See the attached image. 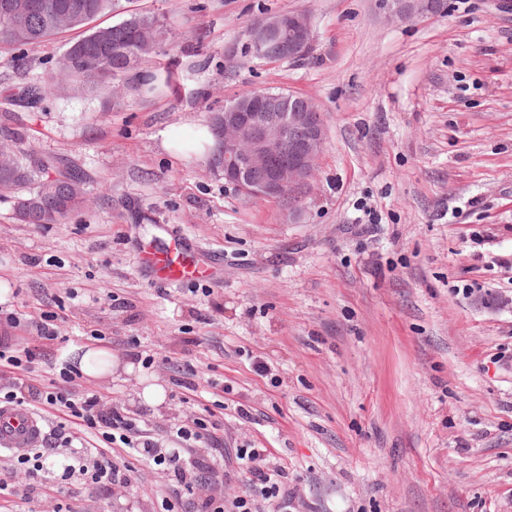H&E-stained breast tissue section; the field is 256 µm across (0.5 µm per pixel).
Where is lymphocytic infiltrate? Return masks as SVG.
Returning a JSON list of instances; mask_svg holds the SVG:
<instances>
[{
    "instance_id": "obj_1",
    "label": "lymphocytic infiltrate",
    "mask_w": 512,
    "mask_h": 512,
    "mask_svg": "<svg viewBox=\"0 0 512 512\" xmlns=\"http://www.w3.org/2000/svg\"><path fill=\"white\" fill-rule=\"evenodd\" d=\"M33 354L18 344L0 340V405L26 408L53 417L55 424L45 433L37 447L20 454L16 468L38 479L41 491L58 490L72 478L103 490L130 481L131 457H145L154 469L174 476L178 490L193 496L195 512H253L255 496L273 501L277 512H288V496L282 492L274 474L256 467L254 449L241 448L237 458L249 465L253 476L251 491L231 502H224L207 492L204 476L211 465L165 452L144 439L137 418L130 412L112 407L99 392L83 389L81 375L65 366L58 377L33 384ZM78 444L80 462L63 464L53 459L52 449Z\"/></svg>"
}]
</instances>
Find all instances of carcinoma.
Wrapping results in <instances>:
<instances>
[{"label": "carcinoma", "instance_id": "obj_1", "mask_svg": "<svg viewBox=\"0 0 512 512\" xmlns=\"http://www.w3.org/2000/svg\"><path fill=\"white\" fill-rule=\"evenodd\" d=\"M12 10H0V43L36 45L63 29H83L58 61L57 71L43 83L26 85L17 99L32 103L55 91L84 92L108 87L118 92L131 87V72L155 48L160 26L143 14H131L107 26L92 25L103 15L120 10V0H9ZM21 148H3L7 167L0 170V190L20 191L19 200H35L24 224H60L85 202L81 171L59 157L26 165Z\"/></svg>", "mask_w": 512, "mask_h": 512}]
</instances>
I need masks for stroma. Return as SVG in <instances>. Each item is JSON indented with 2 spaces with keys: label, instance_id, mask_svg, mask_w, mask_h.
Returning a JSON list of instances; mask_svg holds the SVG:
<instances>
[{
  "label": "stroma",
  "instance_id": "obj_1",
  "mask_svg": "<svg viewBox=\"0 0 512 512\" xmlns=\"http://www.w3.org/2000/svg\"><path fill=\"white\" fill-rule=\"evenodd\" d=\"M310 18L307 58L248 50L258 18ZM162 37L142 70H172L178 92L51 94L47 76L79 37L0 45V130L28 159L63 155L89 181L62 224L19 223L0 193V308L56 374L73 348L119 362L85 387L137 413L159 447L211 410L224 466L212 493L248 489L237 449L285 469L290 512H512V0H445L390 20L380 0H122ZM246 91L312 98L327 132L300 223L288 198L245 194L188 149L212 113ZM378 219L355 231L365 212ZM182 240L209 277L161 285L142 260ZM56 313L59 340L28 323ZM152 365H145V358ZM132 371H125L126 363ZM196 371L195 400L175 385ZM164 390L144 404L145 386ZM0 449L18 512H159L173 486L143 469L111 492L71 480L57 499Z\"/></svg>",
  "mask_w": 512,
  "mask_h": 512
}]
</instances>
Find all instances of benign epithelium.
<instances>
[{"label": "benign epithelium", "mask_w": 512, "mask_h": 512, "mask_svg": "<svg viewBox=\"0 0 512 512\" xmlns=\"http://www.w3.org/2000/svg\"><path fill=\"white\" fill-rule=\"evenodd\" d=\"M383 5L393 20L435 14L434 0H384ZM247 33L253 55L260 58L276 52L284 60H298L313 42L309 18L303 13L263 17ZM257 98L264 102V115H254V106L235 100L213 115L214 155L223 162L224 179L250 195L274 199L310 179L325 145V129L310 98L267 92ZM258 168L267 169L268 175L255 181L250 173Z\"/></svg>", "instance_id": "7a95c632"}]
</instances>
